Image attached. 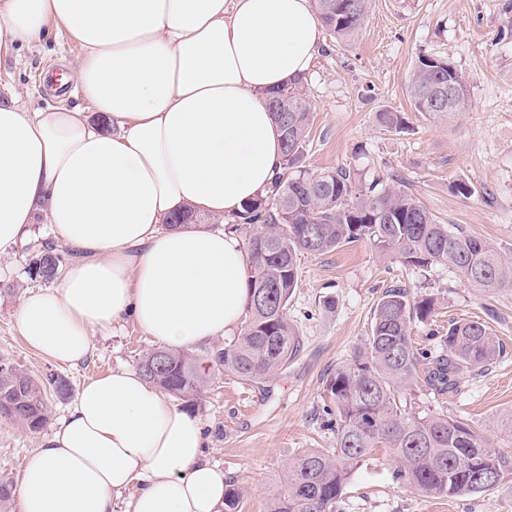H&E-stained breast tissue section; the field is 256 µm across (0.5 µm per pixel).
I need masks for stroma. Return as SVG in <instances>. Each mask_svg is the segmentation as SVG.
I'll return each mask as SVG.
<instances>
[{"mask_svg":"<svg viewBox=\"0 0 512 512\" xmlns=\"http://www.w3.org/2000/svg\"><path fill=\"white\" fill-rule=\"evenodd\" d=\"M508 0H371L357 36L340 41L321 32L319 50L304 79L313 125L305 153L307 169L344 167L359 179L381 175L416 196L443 224L512 252V10ZM448 59L466 77V111L433 119L415 112L405 79L420 54ZM77 65L66 35L21 48L0 61V101L31 110L58 106L88 109L74 86L51 90L46 67ZM382 110L403 113L407 130L377 120ZM465 181L471 197L453 186ZM22 251L0 256V356L28 374H55L70 394L51 398L47 429H55L81 385L118 367H136L154 346L133 323L97 335L91 357L79 367L37 356L19 336L15 312L22 295L43 288L26 272ZM418 297L432 298L435 312L414 323L411 335L431 348V333L449 322H486L506 352L493 364L467 373L458 393H438L425 381L405 391L401 405L426 416L467 421L491 448L512 454V434L497 419L512 411V288L476 295L447 266L406 269L369 241L347 244L325 255H302L289 316L304 338L300 355L258 389L223 369H213L194 414L205 436V454L243 489L237 512H268L288 465L308 449L335 447L323 407L336 370L365 347L373 308L393 282ZM335 302L325 308V299ZM45 432L0 420V480L18 482L24 459ZM398 463L379 448L355 469L339 512H512V478L478 496L434 498L395 478Z\"/></svg>","mask_w":512,"mask_h":512,"instance_id":"35a3bbf8","label":"stroma"}]
</instances>
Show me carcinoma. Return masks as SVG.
<instances>
[{"label":"carcinoma","instance_id":"cac0c4a2","mask_svg":"<svg viewBox=\"0 0 512 512\" xmlns=\"http://www.w3.org/2000/svg\"><path fill=\"white\" fill-rule=\"evenodd\" d=\"M321 27L339 40L359 32L371 0H315ZM414 111L462 112L467 81L452 63L422 54L406 78ZM281 131L283 172L273 193L245 205L235 230L246 231L250 276L248 321L243 333L205 358L154 348L138 370L162 391L195 404L210 379L211 361L257 387L288 366L304 341L288 317L298 282V261L368 240L409 269L445 264L479 294L512 288V254L455 224H441L413 194L378 177L357 185L345 168L311 171L304 158L312 126L310 105L295 82L267 99ZM32 254L28 273L57 278L61 256L51 240L23 246ZM434 312L431 298L417 299L399 283L373 309L365 350L336 371L327 393L336 404L324 410L336 447L306 450L285 473V488L269 512H336L355 468L377 448L399 462V482L428 497H462L496 488L512 475V455L491 448L469 423L445 415L416 416L401 409L400 395L419 372L441 392L459 390L465 373L503 356L505 348L479 320L448 323L436 341L442 354L415 345L414 321ZM0 417L38 432L49 420L44 386L0 357ZM242 488L225 482L224 512H235Z\"/></svg>","mask_w":512,"mask_h":512}]
</instances>
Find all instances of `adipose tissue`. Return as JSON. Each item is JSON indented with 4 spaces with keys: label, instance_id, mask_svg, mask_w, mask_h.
I'll return each instance as SVG.
<instances>
[{
    "label": "adipose tissue",
    "instance_id": "ef3b65f1",
    "mask_svg": "<svg viewBox=\"0 0 512 512\" xmlns=\"http://www.w3.org/2000/svg\"><path fill=\"white\" fill-rule=\"evenodd\" d=\"M61 33L111 128L0 103V255L40 214L73 253L57 287L21 299L20 336L76 366L127 317L173 350L234 332L249 302L242 240L165 221L232 217L269 195L283 156L266 97L312 65L314 0H0V60ZM225 480L198 418L119 368L85 384L27 457L19 512H114L133 484L128 512H222Z\"/></svg>",
    "mask_w": 512,
    "mask_h": 512
}]
</instances>
